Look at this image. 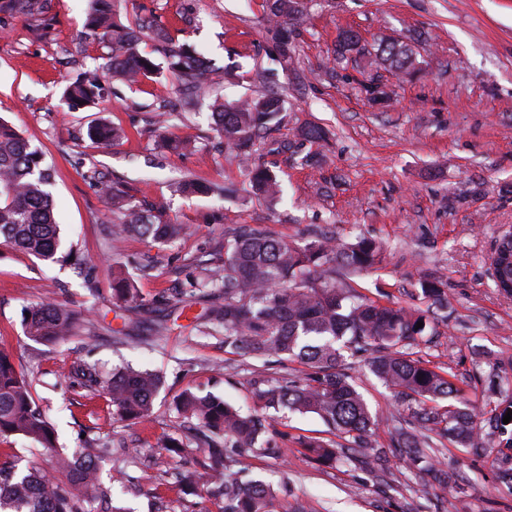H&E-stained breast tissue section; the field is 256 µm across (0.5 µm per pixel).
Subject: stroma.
Wrapping results in <instances>:
<instances>
[{
	"label": "stroma",
	"instance_id": "1",
	"mask_svg": "<svg viewBox=\"0 0 512 512\" xmlns=\"http://www.w3.org/2000/svg\"><path fill=\"white\" fill-rule=\"evenodd\" d=\"M85 9V0H51L48 25L37 15L0 13V119L42 151L62 239L55 262L0 241V350L32 381L57 447L82 451L88 431L109 448L101 478L108 484L122 475L126 491L116 504L126 512H217V501L177 482L180 472L206 462L208 441L206 430L177 414L178 396L210 393L253 411L263 381L301 377L308 368L235 354L223 322L208 316L224 300L218 289L191 287L190 260L222 266L224 232L241 225L296 242L364 234L382 245L383 260L355 277L356 289L426 316L432 332L416 342L414 356L453 374L481 417L479 447L433 443L429 460L449 475L442 484L394 458L365 459L358 447L331 467L304 447L329 437L325 423L285 412L269 426L273 453L236 457L231 470L267 483L279 512H512V448L502 445L512 423L502 430L494 420L512 406V297L495 287L490 261L496 240L512 228V0H319L294 20L295 52L284 68L272 62L262 0H119L124 20L180 18L174 39L195 43L220 69L215 90L162 127L155 113L180 98L167 74L139 86L106 85L96 105L69 109L64 86L91 64L78 51ZM343 28L357 30L372 50L384 38L412 45L421 74L396 76L361 58L334 61ZM378 80L388 102L367 91ZM267 90L284 98V119L256 140L253 156L277 174L283 196L276 201L253 195L210 119L214 96L232 104ZM101 118L125 131L115 146L89 139ZM308 125L327 130V141L300 140L298 129ZM165 135L186 149H160ZM309 152L319 164H302ZM94 172L143 207L191 225L192 235L164 245L112 235L116 217ZM186 178L231 183L237 192L187 198L176 190ZM72 249L84 264L65 260ZM116 268L133 276V300L113 299ZM425 279L442 284V303L423 295ZM47 298L84 310L92 335L49 346L30 341L23 312ZM367 361L348 355L341 366L377 416L371 444L385 448L411 421V407ZM83 362L106 377L126 364L159 373L164 386L151 415L135 424L118 420L104 397L71 388L67 375ZM167 437L186 451L167 456L161 471L153 461Z\"/></svg>",
	"mask_w": 512,
	"mask_h": 512
}]
</instances>
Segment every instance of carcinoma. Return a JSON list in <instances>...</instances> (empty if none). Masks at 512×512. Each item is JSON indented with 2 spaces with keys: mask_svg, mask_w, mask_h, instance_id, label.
I'll return each instance as SVG.
<instances>
[{
  "mask_svg": "<svg viewBox=\"0 0 512 512\" xmlns=\"http://www.w3.org/2000/svg\"><path fill=\"white\" fill-rule=\"evenodd\" d=\"M117 0H87L82 34L84 51L103 46L107 52L92 57L94 67L69 83L64 97L72 109L87 107L100 98L102 75L114 81L135 84L166 70L179 82L185 103L197 92L216 83L218 71L195 47L172 42L169 28L143 19L123 24L116 19ZM267 21L274 26L279 43V63L286 65L292 52L285 25L304 13L311 0H265ZM46 0H0V12L11 15H41ZM161 48L165 65L138 50L141 37ZM335 56L342 60L370 54L367 46L338 35ZM374 63L386 70L405 72L415 63L410 46L384 41L375 51ZM284 99L263 93L236 105L219 100L211 104L214 130L224 150L247 161L261 132L283 119ZM122 132L101 120L88 129V137L104 147L112 146ZM255 195L274 198L281 192L277 175L263 164L247 167ZM50 169L41 152L32 147L12 125L0 119V239L19 251L51 261L60 247L59 224L54 214ZM179 189L188 195L214 192L211 185L183 181ZM103 196L112 203L118 223L116 235H137L153 242H173L189 234L185 224H176L150 209H142L125 191L101 183ZM383 248L374 239L359 234L349 240L315 236L302 243L273 237L252 227L231 230L224 240V269H206L196 285L224 290V305L216 315L224 322L225 342L245 357L278 361L299 360L309 368L304 377L284 378L265 384L258 391L260 409L243 412L212 396L182 392L176 402L178 414L223 438V447L208 449L209 464L180 478L189 490L203 489L221 503L219 512H276V498L269 485L259 480L243 481L227 470L233 455L272 450L268 436L269 413L288 410L320 417L336 436L369 449V456L385 459L366 436L375 418L353 379L339 370L344 352H372L369 371L394 393L415 403L412 417L418 428L397 432L392 455L408 465L423 462V443L418 429L429 428L461 447H475L479 439L478 416L451 400L459 392L453 375L444 376L410 356L408 349L426 328L417 323L426 317L404 307L371 300L348 279L382 261ZM133 280L122 273L113 277L112 295L118 301L135 297ZM24 333L37 344L53 345L91 334L90 322L67 305L49 299L26 309ZM72 386L89 393H104L112 402V414L122 421L150 415L162 377L149 370L126 366L104 379L93 366L69 373ZM448 401L444 411L427 403ZM21 435L47 450L56 448L55 433L36 403L32 382L9 356L0 353V436ZM315 461L336 462L343 445L328 440L308 443ZM97 448L80 457L57 454V475L21 468L14 461L0 462V512H123L114 505L112 487L98 475Z\"/></svg>",
  "mask_w": 512,
  "mask_h": 512,
  "instance_id": "carcinoma-1",
  "label": "carcinoma"
}]
</instances>
